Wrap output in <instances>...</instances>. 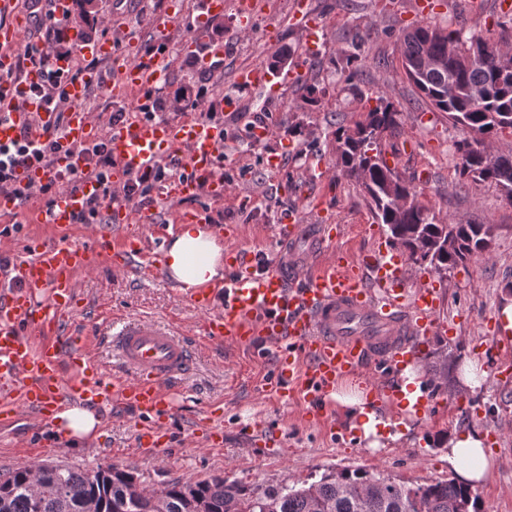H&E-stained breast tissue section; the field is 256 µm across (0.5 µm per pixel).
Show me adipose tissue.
I'll use <instances>...</instances> for the list:
<instances>
[{"mask_svg": "<svg viewBox=\"0 0 512 512\" xmlns=\"http://www.w3.org/2000/svg\"><path fill=\"white\" fill-rule=\"evenodd\" d=\"M169 255L174 279L201 284L224 277L222 248L216 238L198 227L191 226L171 241ZM340 402L347 409L354 422L366 437H388L396 441L400 432L392 431L389 422L376 418L370 404L363 395L341 397ZM442 447L448 450V467L465 485L474 487L483 484L489 477L495 455L489 448L481 430L454 429L443 438Z\"/></svg>", "mask_w": 512, "mask_h": 512, "instance_id": "1", "label": "adipose tissue"}]
</instances>
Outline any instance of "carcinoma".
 <instances>
[{"label": "carcinoma", "mask_w": 512, "mask_h": 512, "mask_svg": "<svg viewBox=\"0 0 512 512\" xmlns=\"http://www.w3.org/2000/svg\"><path fill=\"white\" fill-rule=\"evenodd\" d=\"M73 2L75 12L58 32L61 44L72 29L88 36L85 27L95 22L97 0ZM428 55L442 58V65L417 68ZM500 63L498 42L489 37L448 33L429 23L403 35V75L467 133L457 143L459 176L473 184L491 182L512 198V152L485 151L488 142L512 135V76L500 75ZM374 101L353 124L332 132L334 166L358 185L376 222L387 228L390 244L435 271L488 254L489 227L440 219L386 163L384 142L400 128L401 112L381 93ZM467 499L470 509L483 512L479 495L454 480L407 486L362 470L261 492L227 484L220 476L148 489L135 472L111 465L89 470L40 463L0 475V512H459Z\"/></svg>", "instance_id": "1"}]
</instances>
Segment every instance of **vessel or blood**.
<instances>
[{"label":"vessel or blood","mask_w":512,"mask_h":512,"mask_svg":"<svg viewBox=\"0 0 512 512\" xmlns=\"http://www.w3.org/2000/svg\"><path fill=\"white\" fill-rule=\"evenodd\" d=\"M227 5V0H205V14L196 20L194 31L205 43L198 61L201 70L214 71L224 61L228 46L223 39L207 37L206 22L223 15ZM232 5L239 17L238 38L250 37L261 0H236ZM282 23L302 32L305 56L321 52V23L303 6H291ZM16 43V28L0 27V70L14 68ZM167 65L165 56L139 53L120 69L119 83L128 90L146 92L163 79ZM299 76L296 69L253 66L240 69L236 81L247 89L276 93L296 83ZM40 80V73L32 70L17 90L0 91V112L5 115L0 121L1 143L13 139L26 124L37 136L54 127L55 113L28 94L29 86ZM101 82L100 74L86 71L64 84L70 108L63 140L67 151L60 155V165L74 163L71 148L100 136L98 123L81 103L88 90ZM111 136L114 184L153 169L179 151L186 169L182 177L164 184V200L180 206L205 193L213 201H223L227 190L217 164L224 143L222 124L194 116L136 119L114 126ZM56 175V169L39 165L19 171L16 187L31 196L25 223L67 227L98 192L96 183L89 181L42 206L38 190ZM106 213L108 223L138 228L124 237L121 252L112 260L117 273L134 265L142 275L170 279L165 244L181 225L198 224L217 236L224 233L202 208L182 210L175 224L163 223L158 212L126 202L108 206ZM282 222L280 236L290 245L288 258L262 268L252 253L230 251L222 281L182 285L183 297L203 315L197 336L228 345L246 339L258 353L274 356L267 391L284 400H303L322 424H332L327 403L348 381L358 382L372 396L379 416L402 413L400 375L405 366L424 356L427 339L438 328L442 289L431 284L411 286L403 253L383 241L377 255L357 260L339 255L321 271L312 272L317 258L307 239L314 233L321 242H333L334 225L310 229L299 208ZM97 261L95 252L65 239L39 244L15 257L12 285L0 289V427L26 419L38 434L52 428L56 413L71 406L118 403L148 419L136 435L138 453L160 456L170 445L166 422L175 412L168 384L191 371L194 348L183 333L169 326L108 309L93 316L89 331L72 330L70 322L80 303L77 275L92 270ZM36 335L42 336V343H33ZM94 336L116 357V370H108L92 346Z\"/></svg>","instance_id":"1"}]
</instances>
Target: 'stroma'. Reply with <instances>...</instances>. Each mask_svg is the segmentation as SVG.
Listing matches in <instances>:
<instances>
[{
	"mask_svg": "<svg viewBox=\"0 0 512 512\" xmlns=\"http://www.w3.org/2000/svg\"><path fill=\"white\" fill-rule=\"evenodd\" d=\"M116 0H98L100 24L90 39L118 41L135 38L138 46L152 45L176 63L178 78L192 89L204 88L209 98L233 97L239 102L237 115L225 118L224 146L219 154V171L228 188L223 203L200 196L196 204L209 208L216 223L231 226L233 233L221 237L224 250H244L274 256L280 249L277 225L285 213L304 208L308 221L319 224L334 219L341 231L330 245L329 254L354 258L373 250L383 225L372 215L353 181L334 168L332 132L337 124H351L364 107L361 93L383 92L400 110L402 128L387 138L384 151L398 172L415 188L418 199L446 220H471L489 225L492 246L489 254L458 266L447 276L408 264L410 283L432 282L444 291L436 331L428 354L414 365L423 391L438 403L433 414L410 420V429L396 442L384 440L371 447L340 403L330 407L335 428L307 422L308 406L292 400L278 401L262 391L271 372V362L257 357L246 344L224 346L205 342L195 335L201 315L162 279L130 274H112L108 267L78 276L80 296L86 307L98 302L119 313L152 319L180 328L197 349L195 366L175 393L176 415L170 422L171 448L164 460L129 454L137 429L143 422L133 410L118 405L98 409L101 425L95 439L80 448L58 444L55 431L41 435L35 446H26L27 423L0 428V473L25 464L63 463L87 469L115 465L135 470L148 488H159L171 480L200 481L216 475L261 490L296 481L313 482L322 475L361 469L382 473L412 486L453 476L446 449L437 447L439 436L454 428L475 427L488 433V442L498 465L477 492L486 512H512V375L500 384L471 391L458 377L459 361L478 356L488 375L503 368L496 312L504 298L512 296V203H507L497 186L472 184L460 178L456 144L464 136L442 113L434 110L401 74L402 35L418 19L417 0H309L310 8L324 25V48L314 57L304 56L299 30H283L272 44L264 30L277 26L292 0H267L257 17L256 31L246 40L235 37L236 14L225 12L221 19L224 39L230 50L218 73L195 68L186 47L191 37L184 20L198 17L202 0H132L121 21H114ZM430 21L448 30L498 38L501 30L512 32V9L501 0H432ZM23 11L32 19L21 27L18 49L54 47L60 18L47 9H34L23 0ZM180 14L166 44L155 43L145 30L146 17ZM288 53L289 66L299 67L305 78L323 89L319 105L311 106L297 90L282 100H272L262 89L246 91L235 80L243 67L270 62ZM78 66L96 70L103 78L93 105L103 115L117 111L122 103L139 105L137 95L116 100L111 84L116 70L109 60L78 55ZM267 113L273 124L271 138L254 142L248 116ZM300 126L301 135L288 129ZM282 154L278 171H270L267 158ZM69 234L71 239L94 243L90 227L71 225L61 231L52 224H26L14 233L7 255H16L25 244L52 242ZM261 422L284 441L282 453L257 456L239 439L241 427ZM224 430V444L210 448L206 436L210 426Z\"/></svg>",
	"mask_w": 512,
	"mask_h": 512,
	"instance_id": "stroma-1",
	"label": "stroma"
}]
</instances>
